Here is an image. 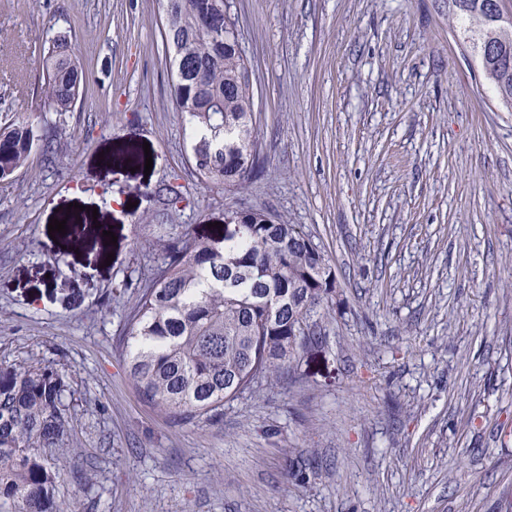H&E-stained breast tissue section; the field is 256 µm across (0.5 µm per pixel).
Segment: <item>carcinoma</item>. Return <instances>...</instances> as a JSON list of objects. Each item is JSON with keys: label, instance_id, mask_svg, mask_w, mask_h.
Segmentation results:
<instances>
[{"label": "carcinoma", "instance_id": "carcinoma-1", "mask_svg": "<svg viewBox=\"0 0 512 512\" xmlns=\"http://www.w3.org/2000/svg\"><path fill=\"white\" fill-rule=\"evenodd\" d=\"M225 0H161L177 111L188 120L195 173L205 186L241 190L256 170L254 94L235 19ZM486 0H448L481 72L512 105V24H494ZM496 46L481 54L483 41ZM42 108L72 112L85 94L71 43L43 48ZM29 122L0 128V181L27 161ZM222 236L187 231L169 246L124 338L142 402L181 424L213 420L323 339L336 271L296 225L233 211ZM64 375L51 367H0V512H64L45 457L65 432Z\"/></svg>", "mask_w": 512, "mask_h": 512}]
</instances>
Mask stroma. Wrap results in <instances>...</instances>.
I'll return each instance as SVG.
<instances>
[{"mask_svg": "<svg viewBox=\"0 0 512 512\" xmlns=\"http://www.w3.org/2000/svg\"><path fill=\"white\" fill-rule=\"evenodd\" d=\"M231 13L260 132L237 192L193 170L159 0H0V126L28 120L54 146L0 182V364L66 376L67 432L46 451L58 501L512 512V107L448 0H231ZM57 34L86 78L62 116L40 108ZM145 145L151 172L121 163ZM168 184L182 202L162 203ZM232 210L296 225L337 296L297 371L180 424L140 401L123 338L169 241ZM66 215L81 243L49 236Z\"/></svg>", "mask_w": 512, "mask_h": 512, "instance_id": "1", "label": "stroma"}]
</instances>
